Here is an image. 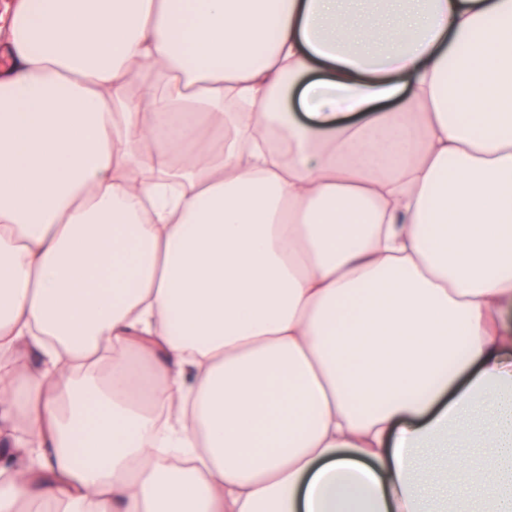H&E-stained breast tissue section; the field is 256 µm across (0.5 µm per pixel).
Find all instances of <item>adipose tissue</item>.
I'll use <instances>...</instances> for the list:
<instances>
[{"label":"adipose tissue","mask_w":512,"mask_h":512,"mask_svg":"<svg viewBox=\"0 0 512 512\" xmlns=\"http://www.w3.org/2000/svg\"><path fill=\"white\" fill-rule=\"evenodd\" d=\"M372 2L20 0L0 512H512V0Z\"/></svg>","instance_id":"1"}]
</instances>
